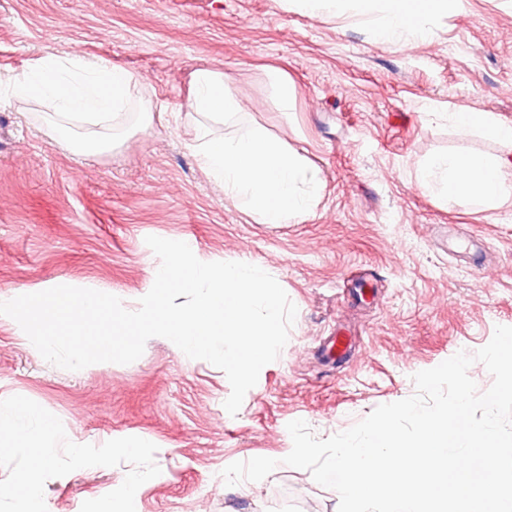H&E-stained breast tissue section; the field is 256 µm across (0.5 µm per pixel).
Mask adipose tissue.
Instances as JSON below:
<instances>
[{
    "mask_svg": "<svg viewBox=\"0 0 512 512\" xmlns=\"http://www.w3.org/2000/svg\"><path fill=\"white\" fill-rule=\"evenodd\" d=\"M306 15L324 13L373 25L388 43L406 45L423 40L421 16L447 11L448 0H283ZM132 73L105 61L83 57H43L10 83L13 99L33 101L53 117V127L75 149L98 153L117 149L122 120L134 110L137 122L149 127L150 106L136 93ZM106 126L102 137L74 141L84 125ZM420 187L433 195L485 208L512 206V156L506 154H446L433 157L419 176Z\"/></svg>",
    "mask_w": 512,
    "mask_h": 512,
    "instance_id": "obj_1",
    "label": "adipose tissue"
}]
</instances>
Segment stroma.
Listing matches in <instances>:
<instances>
[{"instance_id": "1", "label": "stroma", "mask_w": 512, "mask_h": 512, "mask_svg": "<svg viewBox=\"0 0 512 512\" xmlns=\"http://www.w3.org/2000/svg\"><path fill=\"white\" fill-rule=\"evenodd\" d=\"M395 46L368 24L284 10L278 0H0V75L48 55L133 73L153 110L118 151L80 154L49 118L0 86V295L71 285L134 301L160 260L149 236L190 241L197 258L268 269L298 313L237 415L225 373L165 338L133 363L69 371L0 318V399L25 396L69 440L136 436L157 447L138 512H338L339 495L283 465L289 422L318 438L416 392L412 377L512 326V207L461 206L417 185L449 151L502 152L457 131L450 113L512 125V5L462 0ZM214 67L243 100L233 135L259 125L304 156L322 184L313 215L273 228L225 200L199 168L185 102L192 72ZM297 95L280 110L269 68ZM342 339V358L327 346ZM277 459L265 479L226 486L222 470ZM129 464L49 479L48 512H80Z\"/></svg>"}]
</instances>
